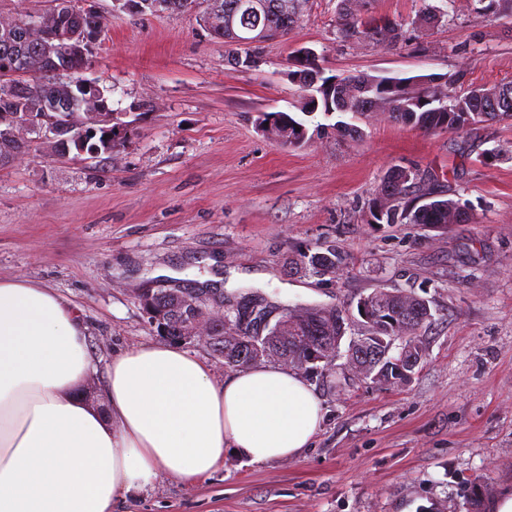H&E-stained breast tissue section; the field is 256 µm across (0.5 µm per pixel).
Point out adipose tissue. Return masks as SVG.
I'll list each match as a JSON object with an SVG mask.
<instances>
[{"label":"adipose tissue","instance_id":"1","mask_svg":"<svg viewBox=\"0 0 512 512\" xmlns=\"http://www.w3.org/2000/svg\"><path fill=\"white\" fill-rule=\"evenodd\" d=\"M75 306L24 278L0 279V512H112L159 474L210 475L298 457L321 421L310 385L285 366L216 382L207 364L150 344L109 367L105 404Z\"/></svg>","mask_w":512,"mask_h":512}]
</instances>
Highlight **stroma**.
Returning <instances> with one entry per match:
<instances>
[{"label":"stroma","instance_id":"1","mask_svg":"<svg viewBox=\"0 0 512 512\" xmlns=\"http://www.w3.org/2000/svg\"><path fill=\"white\" fill-rule=\"evenodd\" d=\"M108 18L87 78L110 87L113 151L51 156L41 141L0 167V278H25L74 305L87 328L101 403L125 350L160 342L144 290L196 288L273 315L296 305L356 306L375 289L428 301L423 362L404 386L310 378L323 414L294 459L246 467L233 456L192 483L159 476L112 512H470L471 482L488 499L512 488V121L465 135L315 113L321 135L299 147L267 139L263 112L299 116L288 77L313 49L323 76L368 73L459 88L512 81V18L451 0H374L403 23L397 46L347 40L338 0H308L287 38L264 43L257 67L230 70L199 11L137 15L98 0ZM494 152L486 164L482 155ZM431 173L434 190L470 211L462 224H372L367 204L389 167ZM329 243L337 272L299 264Z\"/></svg>","mask_w":512,"mask_h":512}]
</instances>
